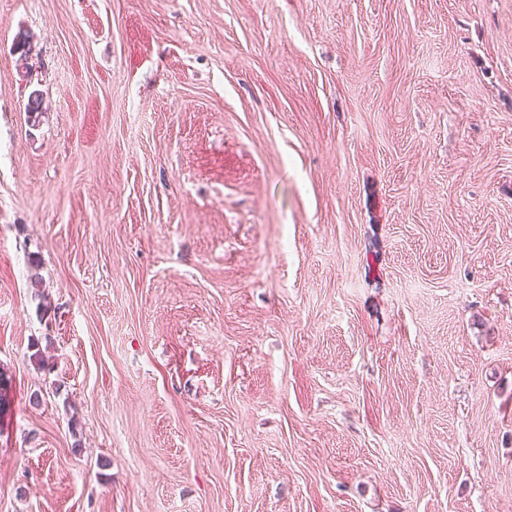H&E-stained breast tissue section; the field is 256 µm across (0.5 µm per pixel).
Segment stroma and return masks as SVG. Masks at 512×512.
<instances>
[{"label": "stroma", "mask_w": 512, "mask_h": 512, "mask_svg": "<svg viewBox=\"0 0 512 512\" xmlns=\"http://www.w3.org/2000/svg\"><path fill=\"white\" fill-rule=\"evenodd\" d=\"M0 369V512H512V0H0Z\"/></svg>", "instance_id": "stroma-1"}]
</instances>
